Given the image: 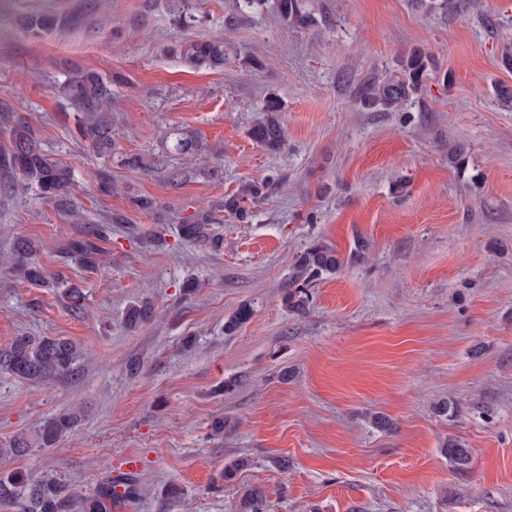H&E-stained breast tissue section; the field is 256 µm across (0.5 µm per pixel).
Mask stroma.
I'll list each match as a JSON object with an SVG mask.
<instances>
[{
  "label": "stroma",
  "instance_id": "obj_1",
  "mask_svg": "<svg viewBox=\"0 0 512 512\" xmlns=\"http://www.w3.org/2000/svg\"><path fill=\"white\" fill-rule=\"evenodd\" d=\"M226 3L199 0L190 29L167 0H23L58 19L40 37L0 20V101L73 170L92 223L120 219L109 263L90 272L56 255L76 230L64 212L24 184L0 197V346L58 336L82 354L77 375L40 390L0 374V445L85 409L56 447L0 470L39 468L87 493L136 460L138 492L112 512H238L254 488L267 512H512V102L496 94L512 87V0L430 13L412 0H307V29L265 11L230 26ZM219 38L235 47L220 69L191 68L177 51ZM415 49L431 67L405 109L362 108L361 85L397 75ZM77 70L128 78L112 90L111 155L93 153L58 92ZM271 95L288 135L278 153L248 135ZM174 128L202 146L195 174L174 183L133 167L164 154ZM266 179L249 223L221 214L222 251L181 236V222ZM155 233L163 244L145 246ZM19 237L83 291V312L57 289L11 282ZM315 241L345 263L308 284L297 316L285 289ZM146 296L158 317L127 331V306ZM245 303L253 317L225 334ZM374 413L392 430L373 428ZM217 415L231 424L220 437ZM449 437L470 448L467 470L443 454ZM237 458L248 467L223 481ZM173 485L181 498L168 497Z\"/></svg>",
  "mask_w": 512,
  "mask_h": 512
}]
</instances>
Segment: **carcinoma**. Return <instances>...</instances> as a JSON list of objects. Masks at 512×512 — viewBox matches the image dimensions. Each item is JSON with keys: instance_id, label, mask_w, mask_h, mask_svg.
<instances>
[{"instance_id": "carcinoma-1", "label": "carcinoma", "mask_w": 512, "mask_h": 512, "mask_svg": "<svg viewBox=\"0 0 512 512\" xmlns=\"http://www.w3.org/2000/svg\"><path fill=\"white\" fill-rule=\"evenodd\" d=\"M171 12L176 23L188 26L196 21V5L192 0H170ZM268 10L280 25L288 27L310 26L314 19L305 10L304 0H235L228 23L233 24L253 12ZM22 25L35 36L51 31L57 18L50 13L28 11L22 15ZM230 47L218 40H188L179 49L183 60L195 68L216 69L224 66ZM430 59L420 50H414L399 61L400 76L385 81L364 84L359 91L362 106L400 111L412 95L418 93L427 78ZM126 82L124 75L114 73L103 77L93 71L76 72L60 86L61 93L80 112L78 128L83 139L91 142L100 152L112 148V124L103 116V107L112 101V87ZM261 116L252 125L249 136L270 152H278L286 145V130L280 112L279 100L268 97L261 109ZM0 122L9 129L10 144L0 147V191H14L16 178L26 185L34 186L40 199L70 210L75 223L82 215L74 209L71 191L74 183L72 171L62 166L38 144L30 127L10 125L7 109L0 110ZM168 152L191 161L201 150L199 142L192 136L173 131L168 136ZM268 184H244L224 197L223 211L246 223L252 216L251 207L259 200ZM215 217L211 214L196 222L180 225L182 235L190 240L205 242L220 250L224 239L212 229ZM110 225L94 224L81 229L58 250L64 264H74L89 270L104 266V251L100 242L106 240ZM40 244L33 239L21 238L13 246L9 275L20 284L36 288L62 290L70 306L81 308V291L68 284L61 276L52 277L39 258ZM344 265V257L336 247L316 242L297 255L293 272L288 280L289 308L297 313L305 311L308 298L305 286L323 277L334 276ZM156 314V304L149 298L132 302L125 312V323L132 331L150 321ZM254 309L244 303L224 323L227 334H234L253 316ZM81 353L72 341L52 336H15L4 347H0V374H9L33 386L48 385L64 376L77 373V361ZM79 410L69 409L46 419L35 429L12 439L6 448H0V458H22L33 449L52 448L69 434L79 423ZM443 450L448 460L458 470L466 468L470 460L469 449L455 438L444 443ZM123 489V495L136 491L134 474L119 476L114 481L107 477L94 492L82 496L68 482L36 470H10L0 472V512H112V504L119 498L115 487ZM242 512H265L266 506L260 490L252 489L244 497Z\"/></svg>"}]
</instances>
